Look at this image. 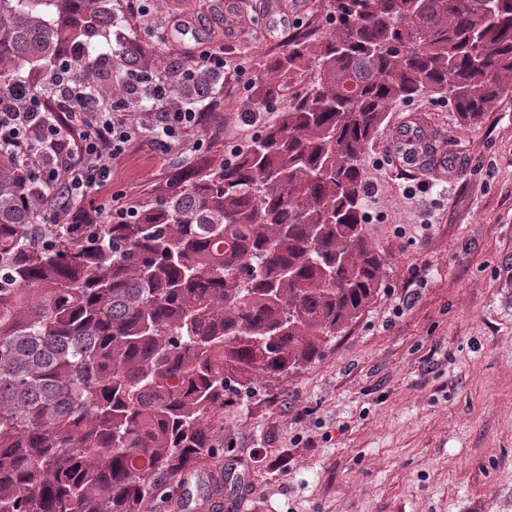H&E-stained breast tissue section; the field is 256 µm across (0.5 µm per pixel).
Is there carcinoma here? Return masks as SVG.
<instances>
[{
    "label": "carcinoma",
    "instance_id": "obj_1",
    "mask_svg": "<svg viewBox=\"0 0 512 512\" xmlns=\"http://www.w3.org/2000/svg\"><path fill=\"white\" fill-rule=\"evenodd\" d=\"M334 27L273 70L306 91L232 161L131 224H49L56 199L0 151V512H142L220 459L212 418L322 356L380 288L361 159L397 102L448 100L462 126L512 93V0H324ZM112 0H0V96L133 95L153 64L99 51ZM201 79L175 94L192 98Z\"/></svg>",
    "mask_w": 512,
    "mask_h": 512
}]
</instances>
